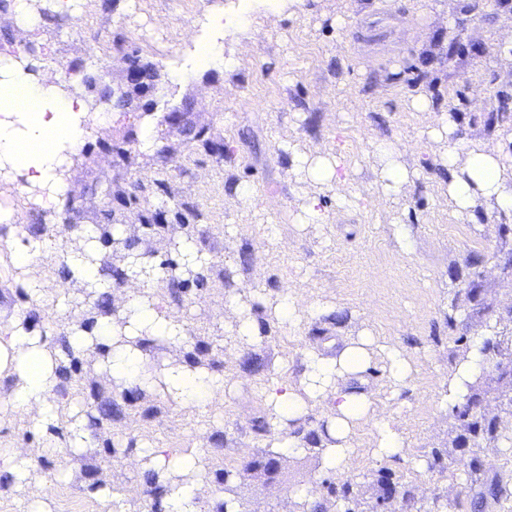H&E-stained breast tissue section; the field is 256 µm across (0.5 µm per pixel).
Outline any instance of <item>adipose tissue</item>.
<instances>
[{
	"mask_svg": "<svg viewBox=\"0 0 512 512\" xmlns=\"http://www.w3.org/2000/svg\"><path fill=\"white\" fill-rule=\"evenodd\" d=\"M208 24L215 38L195 43L198 68H234L236 60L225 55L223 40L228 37L241 43L253 39L256 28L252 18L238 11L218 12L209 16ZM115 118V112L91 110L81 93L63 90L59 75L28 71L14 55L0 50V181L19 185L26 197L22 205L0 202V236L7 245L4 260L23 272L22 282L30 297H42L43 285L28 270L37 258L47 255L49 247L40 237L25 232L27 212L34 206L48 221L58 220L67 201L66 171L85 142L96 132L111 129ZM510 142L512 132L494 143H471L462 153L449 146L441 155L440 164L448 171L444 192L454 216L470 215L482 201L512 222V164L505 154ZM288 152L294 173L312 188L301 209L300 223H325L319 191L336 190L338 208L348 207L346 195L340 192L344 174L334 155L316 154L296 144L290 145ZM372 155L384 195L397 197L415 176L402 160L400 144L376 142ZM79 235L80 247L71 248L61 242L56 245L64 256L69 277L90 291L107 292L111 282L103 277L95 259L98 234L85 228ZM150 266L145 258L129 259L123 268L128 288L121 308L98 317L90 330L70 322L67 333L73 348L84 353L106 347L100 367L113 384L156 391L185 406L223 405V375L184 362L146 368L147 355L140 340L179 347L186 336L184 321L160 307L151 280L145 275ZM481 347V339H474L465 358L449 373L445 387L449 404L461 402L480 374L484 364ZM58 358L59 352L51 346L49 337L28 328L24 317L16 315L0 324V378L11 381L8 402L31 430L45 436L59 417L58 405L51 398ZM378 360L385 365L392 390L407 383L412 373L407 358L377 345L366 329L349 341L309 349L300 382L271 380L264 390L267 414L285 431L284 437L274 440V447L291 455L304 454L305 444L292 430L318 407L323 411L319 431L323 470L350 467L355 455L352 437L356 428L368 421L375 428L373 454L377 459L404 454L406 442L399 424L376 404L366 387L365 375ZM54 446L46 436L44 450ZM145 454L142 468H154L165 486V512H201L197 491L208 477L203 453L196 448L176 453L153 447ZM32 467V458L24 449L0 452V469L10 472L16 491L32 499L36 512H46L53 492L49 487L33 485Z\"/></svg>",
	"mask_w": 512,
	"mask_h": 512,
	"instance_id": "1",
	"label": "adipose tissue"
}]
</instances>
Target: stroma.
<instances>
[{"instance_id":"35a3bbf8","label":"stroma","mask_w":512,"mask_h":512,"mask_svg":"<svg viewBox=\"0 0 512 512\" xmlns=\"http://www.w3.org/2000/svg\"><path fill=\"white\" fill-rule=\"evenodd\" d=\"M239 0H82L81 14H63L37 34L42 69L66 74L83 62L94 71L115 64L112 40L122 36L141 60L154 64L161 79L153 99L156 113L190 102L192 123L223 144L216 160L201 142L179 130L155 127V148L143 153L129 143L124 155L105 144L139 132L142 104L123 112L101 139L89 140L69 172V195L80 206V226H98L101 212L113 210L128 226V241L143 256L161 264L151 288L169 303V288L184 293L173 310L185 321L183 347L153 346L149 364L184 359L205 342L226 382L224 405L185 407L147 393L136 408L105 431L90 430L91 445L81 453L61 449L56 469H34L35 483L54 489L52 512H107L86 490L85 465L112 487L123 512H147L144 472L137 451L146 446L170 450L197 448L210 470L233 468L266 447L276 432L268 419L263 389L273 378L299 380L305 349L331 338L357 336L369 329L380 344L402 351L412 375L398 395H390L380 367L368 380L379 405L401 425L406 455L388 461L371 454V424L360 425L352 445L357 453L349 470L325 471L315 455L280 456L276 481L240 473L227 489L214 480L199 489L204 505L234 498L237 512H287L289 496L318 492L324 483H351L360 512L376 506L380 470L415 489L417 512H471L466 476L452 453L454 419L444 400V384L465 345L448 334L445 317L457 286L450 269L463 266L469 252L481 253L487 298L496 311L512 306V278L502 274L496 255L504 246L499 218L486 204L472 216L456 218L442 193L448 173L440 164L447 145L428 138L435 118L450 114L458 149L487 141L512 129V49L503 35L512 29V0H297L290 13H272L266 0H254L260 31L244 43L225 42L234 55V71L199 70L185 84L171 82L172 71L194 65L193 46L207 38L200 20L209 10H236ZM427 96L433 109L414 111L412 97ZM397 142L403 161L419 175L406 184L398 201L384 198L376 184L371 144ZM337 156L346 172L341 193L352 206L339 209L337 192L321 194L328 214L324 224H300L296 217L309 187L291 171L284 147ZM111 178L116 189L142 186V208L162 214L160 226L147 229L119 199L88 193V186ZM249 183L254 206L235 194ZM199 218L179 219L184 206ZM403 224L409 238L395 233ZM193 238L207 263L184 277L171 269L176 239ZM33 275L47 285V299H21L12 272L0 266V316H39L44 329H65L66 317L54 316L56 283L66 274L60 256L38 258ZM239 291H258L250 313L259 329L256 340H235L236 313L224 305L225 278ZM290 288L327 307L296 326L270 318L260 301ZM253 368H246L247 358ZM498 417L503 438L480 449L487 476L498 478L504 494L483 512H512V416L497 402L485 404ZM111 441L114 454L104 453ZM443 450L440 466L427 461Z\"/></svg>"}]
</instances>
